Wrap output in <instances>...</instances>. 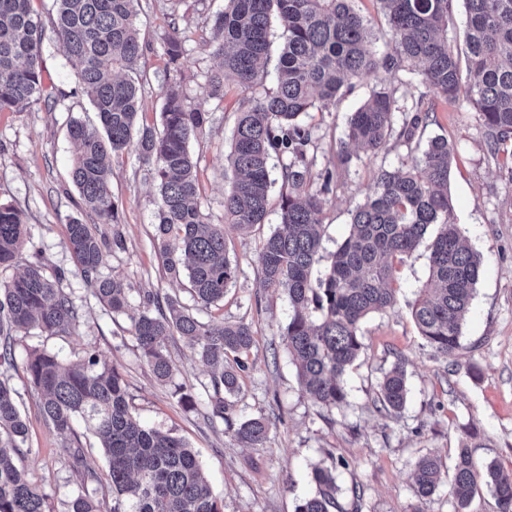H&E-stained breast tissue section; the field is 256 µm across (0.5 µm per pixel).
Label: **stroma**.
I'll return each instance as SVG.
<instances>
[{"label":"stroma","instance_id":"1","mask_svg":"<svg viewBox=\"0 0 512 512\" xmlns=\"http://www.w3.org/2000/svg\"><path fill=\"white\" fill-rule=\"evenodd\" d=\"M224 0H139L138 26L145 46L139 82L144 123L160 120L161 90L180 83L188 105L201 101V91L218 61L207 47L213 19ZM186 36L177 67L167 64L165 37L170 24ZM47 72L67 96L57 106L38 103L20 112H0V201L24 215L31 236L17 266L35 263L48 276H60L61 288L84 305L82 324L66 336H45L32 330L15 347L17 360L39 348L73 360L93 348L122 373L130 402L143 425L173 432L194 449L224 512H295L300 501L316 491L312 466L337 465V502L341 512H411L416 503L411 474L419 457L434 454L451 467L466 430L479 434L471 454L476 462L497 460L512 475V181L488 154L482 126L469 108L434 96L435 112L418 130L411 146H386L372 153L355 147L340 170L338 185L326 193L323 260L315 274L350 232V212L371 194L379 168L395 169L407 158H420L428 140L441 135L454 147L448 189L458 228L482 257V266L462 326L454 358L437 354L420 336L412 306L429 277V248L420 244L397 266V299L387 309L369 314L361 325L363 348L344 377L347 401L328 410L302 391L296 367L283 343L291 315L286 293L270 295L260 286L259 246L276 227V214L243 234L225 230L226 248L239 269L219 306L203 311V319L251 323L254 343L234 397L236 417H264L269 423L264 447L245 448L224 424H210L205 414L203 383L208 367L181 337L168 342L176 368L172 382H159L143 361L131 335V317L140 311L142 295L152 291L192 305L187 280L168 277L154 238L158 193L149 167L136 154L114 161L110 189L119 205L122 247L106 251L105 273L124 278L131 304L126 315L112 316L93 297L65 248L70 218L96 224L82 208L69 179L73 146L66 135L68 115L93 119L83 97L71 96L73 78L62 53L53 46L45 55ZM403 84L407 95L423 92L420 76L404 72L368 75L355 81L324 112L305 121L318 140V162H335L347 121L380 85ZM242 96L234 85L224 88V101L213 112L205 135L191 140L197 162L200 201L212 223L223 224L224 194L232 173L225 160L230 150ZM111 235L108 224H96ZM406 372L407 400L401 413L375 408L379 384L394 364ZM18 394L27 424V441L19 464L50 497L54 512L78 490L63 451L65 441L44 418L40 398L23 368L4 375ZM184 386L199 407L184 410L174 391Z\"/></svg>","mask_w":512,"mask_h":512}]
</instances>
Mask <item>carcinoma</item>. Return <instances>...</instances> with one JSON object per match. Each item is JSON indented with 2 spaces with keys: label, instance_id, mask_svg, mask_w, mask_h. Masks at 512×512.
<instances>
[{
  "label": "carcinoma",
  "instance_id": "carcinoma-1",
  "mask_svg": "<svg viewBox=\"0 0 512 512\" xmlns=\"http://www.w3.org/2000/svg\"><path fill=\"white\" fill-rule=\"evenodd\" d=\"M52 39L75 79L74 93L88 99L96 123L71 116L67 130L76 146L71 179L83 208L100 224L119 223L118 206L108 189L112 160L130 152L153 165L160 204L155 238L160 259L172 279L186 277L195 305L224 301L238 275L224 239V226L246 231L265 223L270 212V161L281 159L278 226L259 252L260 285L266 292L284 291L291 316L284 342L295 364L303 392L332 409L346 403L344 375L362 348L360 325L366 316L394 304V260L412 254L432 233L429 279L412 316L420 335L436 352L451 357L460 346L461 329L478 282L481 258L469 248L455 222L448 180L454 149L448 139H431L422 158L394 170H379L374 191L351 211V231L331 255L324 276L312 281L320 259L325 200L321 194L337 183L336 168L316 170L318 144L303 117L326 107L352 80L370 74L407 71L445 99L471 107L485 129L488 152L512 181V0H464L467 74L448 48L452 0H377L398 46L378 51L369 38L367 20L353 0H225L214 19L209 42L220 60L211 72L196 107L185 104L177 84L163 91L158 127L139 121L141 88L132 74L144 56L137 25V0H52ZM279 24L281 51L276 86L264 88V65L272 46L271 18ZM46 27L31 0H0V112H18L43 100L58 104L56 86L45 81L43 52ZM183 53L179 27L165 38L170 64ZM233 81L246 97L226 156L234 178L224 194V223L213 224L199 201L197 162L189 142L205 134L210 101L224 100V83ZM398 88L381 86L348 122L347 137L376 153L389 142L410 144L426 127L433 102L420 97L400 103ZM398 112L406 114L395 124ZM322 181L319 190L314 180ZM66 248L92 294L114 315L129 306L120 275L105 276L102 241L78 218L67 225ZM30 237L20 210L0 203V268L11 266ZM31 264L0 282V369L17 367L16 333L37 329L47 336L73 332L83 317L72 293L59 287ZM186 339L211 366L203 385L208 419L222 421L240 443L260 448L268 439L263 418L235 419L241 355L253 344L251 326L205 322L178 298L149 293L143 310L132 319L131 335L142 358L160 381L172 380L167 340ZM233 362H227L228 357ZM30 383L41 396V411L61 435H73L81 420L104 451L106 478L86 464L79 438L66 446L79 490L66 512H103L96 490L107 482L111 512H224L194 450L167 431L145 427L129 401L117 368L87 349L73 363L58 354L33 350L24 360ZM407 397L405 372L395 365L379 386L378 410L396 414ZM466 440L452 468L450 494L455 512H466L479 489L495 499L498 512H512V477L499 463L478 464ZM27 439V425L16 404V391L0 380V512H53L49 496L16 464ZM443 463L424 455L412 478L419 505L432 496ZM314 495L296 512H331L337 507L336 467L312 469Z\"/></svg>",
  "mask_w": 512,
  "mask_h": 512
}]
</instances>
